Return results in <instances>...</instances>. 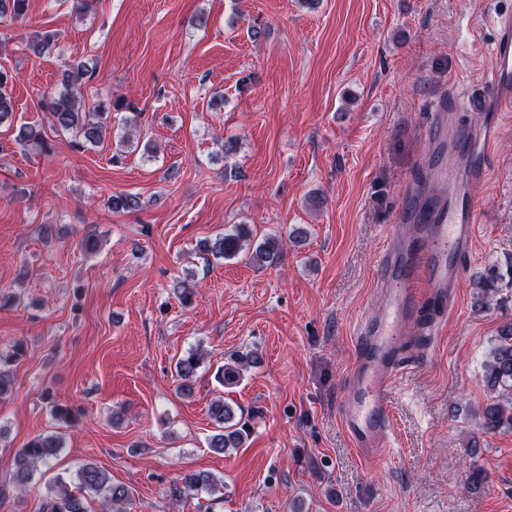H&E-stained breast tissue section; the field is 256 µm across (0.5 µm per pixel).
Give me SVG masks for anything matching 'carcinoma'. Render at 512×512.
Wrapping results in <instances>:
<instances>
[{"instance_id":"1","label":"carcinoma","mask_w":512,"mask_h":512,"mask_svg":"<svg viewBox=\"0 0 512 512\" xmlns=\"http://www.w3.org/2000/svg\"><path fill=\"white\" fill-rule=\"evenodd\" d=\"M29 0H0V18L24 20L28 16ZM57 34L53 31L30 33L24 41L33 54L40 56L55 44ZM63 86L60 90H46L40 99V110L45 112L52 130L68 134L70 145L81 150L86 144L104 142L103 132L107 128L108 113L136 111L138 107L130 100H115L111 103L98 101L88 107L85 104L84 87L92 82L94 73L81 62L63 61ZM13 76L0 69V123L8 120L15 104L9 85ZM16 142L22 146L29 143L49 149L40 126H20ZM107 205L114 212L135 210L141 206V197L136 194L118 192L107 199ZM251 233L247 225L234 224L224 234L204 242V252L215 258L234 259L245 250L250 251L249 260L262 267L276 263L282 254V239L276 234L265 237L256 245L250 243ZM508 279L512 284V264L506 272L491 274L482 282L477 301L490 299V293L497 291L496 283ZM24 346L16 342L8 354L0 353V397L9 394L13 387L10 365L23 358ZM257 357L250 353L233 354L216 372L217 381L224 385L236 384L243 367L253 364ZM203 362V356L196 349H190L175 363L176 376L183 392H191L190 381ZM483 381L490 399L482 409L480 427L483 433L512 430V322L502 325L496 342L484 362ZM51 416L69 425L77 420V412L71 406H62L54 398L44 395ZM208 414L218 432L209 439V447L217 453L237 451L244 446L249 436L248 424L237 418L234 408L224 399L213 401ZM62 449V437L56 433L40 434L32 438L14 456L13 470L8 479L0 483V496L4 488L11 486L22 490L31 483L39 467H47L56 459ZM217 482L205 472L188 471L181 475L180 482L172 487L175 497L199 490L213 492ZM129 489L112 483L108 472L87 462L79 466L76 480L68 481L62 476L47 484V495L41 500L38 512H87L85 500L96 497L106 512H123V504L129 499Z\"/></svg>"}]
</instances>
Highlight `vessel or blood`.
<instances>
[{"mask_svg":"<svg viewBox=\"0 0 512 512\" xmlns=\"http://www.w3.org/2000/svg\"><path fill=\"white\" fill-rule=\"evenodd\" d=\"M495 26L489 116L472 126L458 121L462 105L455 96L433 102L425 129L436 149L424 167L428 188L421 194L405 191L394 223L384 229L377 260L382 307L360 329L346 395L336 408L359 458L368 464L393 458L394 387L405 375L411 348L439 334L471 253L478 222L472 186L486 180L485 159L498 141L505 111L512 109V17H497Z\"/></svg>","mask_w":512,"mask_h":512,"instance_id":"vessel-or-blood-1","label":"vessel or blood"}]
</instances>
